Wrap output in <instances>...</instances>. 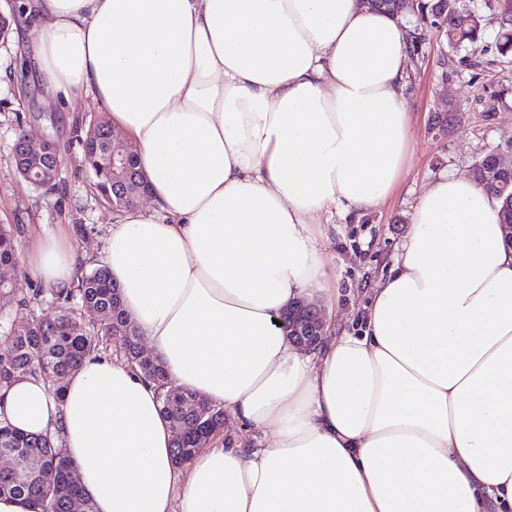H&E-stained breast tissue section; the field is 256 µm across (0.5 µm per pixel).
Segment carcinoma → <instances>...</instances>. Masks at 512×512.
Returning a JSON list of instances; mask_svg holds the SVG:
<instances>
[{"instance_id":"cac0c4a2","label":"carcinoma","mask_w":512,"mask_h":512,"mask_svg":"<svg viewBox=\"0 0 512 512\" xmlns=\"http://www.w3.org/2000/svg\"><path fill=\"white\" fill-rule=\"evenodd\" d=\"M437 8L448 18L444 38L452 51L482 41L484 16L474 0H436L434 6L424 5L423 13ZM108 127L102 120L97 122L81 138V146L95 186L109 189L116 198L126 195L130 184L112 180V173L101 166ZM493 162L494 153L484 155L475 163L474 173L485 188L503 200L505 195H501L500 188L504 184L508 185L506 195L512 196V172L487 176ZM0 264L20 271L19 243L9 224H0ZM51 296L52 311H32L8 325L6 346L0 350L1 388L16 375L31 373L56 385L55 392L59 393L65 378L84 359L101 351L107 340L117 338L126 359L155 383L164 417L180 426L172 443L177 465L192 460L193 449L202 441L205 429L224 427V406L179 391L159 361H138L139 337L123 307L120 288L106 267L80 273L69 293L62 296L53 292ZM75 301L98 308L102 322L97 326L83 324L73 306ZM3 452L14 456V465L0 468V495L21 497L38 505L40 512H70L72 498L81 496L85 512H94V504L84 496L82 488L68 482L69 473L76 471L75 465L60 455L48 438L19 433L0 424V454Z\"/></svg>"}]
</instances>
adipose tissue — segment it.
<instances>
[{"label": "adipose tissue", "mask_w": 512, "mask_h": 512, "mask_svg": "<svg viewBox=\"0 0 512 512\" xmlns=\"http://www.w3.org/2000/svg\"><path fill=\"white\" fill-rule=\"evenodd\" d=\"M32 61L136 145L145 204L106 264L133 328L234 427L185 465L158 394L91 356L62 395L33 374L0 422L53 437L96 512H512V248L500 200L440 174L358 330L312 351L276 321L336 309L318 221L363 216L411 146L407 34L358 0H31ZM69 291L67 227L22 257ZM247 431L262 433L248 442Z\"/></svg>", "instance_id": "adipose-tissue-1"}]
</instances>
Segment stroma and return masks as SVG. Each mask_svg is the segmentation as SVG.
Returning <instances> with one entry per match:
<instances>
[{
  "label": "stroma",
  "mask_w": 512,
  "mask_h": 512,
  "mask_svg": "<svg viewBox=\"0 0 512 512\" xmlns=\"http://www.w3.org/2000/svg\"><path fill=\"white\" fill-rule=\"evenodd\" d=\"M20 0H0V12L14 13L13 34L0 41V224L18 229L21 247L56 225L84 226L75 235L79 267L104 263L106 241L120 211L107 204L84 166L77 138L90 123L101 120L96 100L80 95L53 100L42 88L25 40ZM422 53L409 61L408 110L412 141L405 171L396 189L367 217L356 220L337 210L323 214L322 255L336 281L337 323L357 326L375 282L383 276L409 226V215L424 187L443 172L469 177L478 159L491 151L512 156V53L495 49L497 20H490L480 46L458 51L443 64V37L431 26L418 29ZM454 103L461 116L447 130L434 122L436 112ZM33 139L48 136L61 149L57 187H37L18 174L12 145L19 129Z\"/></svg>",
  "instance_id": "stroma-1"
}]
</instances>
